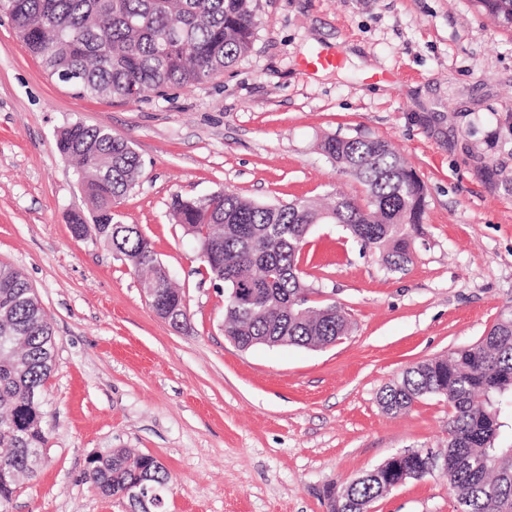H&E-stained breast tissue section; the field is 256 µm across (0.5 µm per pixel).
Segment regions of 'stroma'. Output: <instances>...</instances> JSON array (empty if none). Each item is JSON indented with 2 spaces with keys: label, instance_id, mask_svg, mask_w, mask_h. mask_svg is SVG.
I'll use <instances>...</instances> for the list:
<instances>
[{
  "label": "stroma",
  "instance_id": "1",
  "mask_svg": "<svg viewBox=\"0 0 512 512\" xmlns=\"http://www.w3.org/2000/svg\"><path fill=\"white\" fill-rule=\"evenodd\" d=\"M257 9L234 67L131 102L75 96L0 14V263L31 283L57 340L43 462L0 512H128L85 477L90 458L116 448L171 473L165 512H328V489L447 439L443 398L391 415L379 393L407 367L476 343L512 308V30L472 0ZM316 50L341 66L303 70ZM76 122L140 155L137 185L112 211L152 240L185 293L187 329L156 315L111 247L72 236L71 213L91 205L55 141ZM331 135L385 139L415 169L426 203L411 260L389 271L337 225H315L300 267L316 301L343 308L348 335L240 349L224 334V285L199 274L198 241L172 220L171 198H364L322 154ZM456 510L441 472L372 506Z\"/></svg>",
  "mask_w": 512,
  "mask_h": 512
}]
</instances>
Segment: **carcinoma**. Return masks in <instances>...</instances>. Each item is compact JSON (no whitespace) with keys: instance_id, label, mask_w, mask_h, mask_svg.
Returning <instances> with one entry per match:
<instances>
[{"instance_id":"obj_1","label":"carcinoma","mask_w":512,"mask_h":512,"mask_svg":"<svg viewBox=\"0 0 512 512\" xmlns=\"http://www.w3.org/2000/svg\"><path fill=\"white\" fill-rule=\"evenodd\" d=\"M491 20L512 15V0H474ZM11 21L47 72L80 74L72 88L81 97L103 95L137 101L145 93L203 83L233 67L253 42L260 17L256 0H11ZM56 149L76 160L83 174L92 220L70 216L83 238L93 223L108 243L142 274L152 309L171 326L187 325L185 295L172 285L152 242L134 225L115 227L112 205L136 184L141 158L131 143L105 127L74 123ZM326 158L365 187L364 201L340 196L323 209L310 200L265 205L232 191L205 197H172L176 223L208 246L201 261L210 278L224 283L225 332L243 348L254 345L317 347L348 335L349 321L334 303L310 307L314 289L299 271L303 246L316 224H336L387 270L410 262L412 230L422 223L425 187L416 172L380 138L328 136ZM255 293L242 311L231 299L236 284ZM56 339L26 277L0 265V506L9 503L23 477L40 464L47 442L43 392L55 360ZM426 396L448 401L444 449L415 450L388 459L353 479L341 492L327 491L330 512H367L391 491L392 473L421 480L446 460L459 512H512V445L498 443L512 414V309L479 342L447 357L406 369L384 386L379 403L398 414ZM86 479L107 496L144 512L135 493L151 496L150 512H162L171 475L155 457L120 448L90 459Z\"/></svg>"}]
</instances>
